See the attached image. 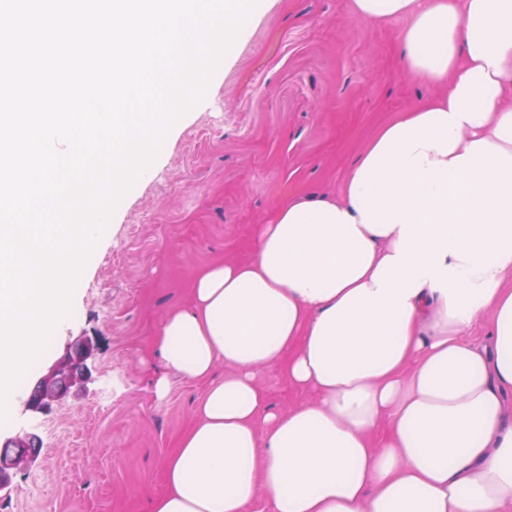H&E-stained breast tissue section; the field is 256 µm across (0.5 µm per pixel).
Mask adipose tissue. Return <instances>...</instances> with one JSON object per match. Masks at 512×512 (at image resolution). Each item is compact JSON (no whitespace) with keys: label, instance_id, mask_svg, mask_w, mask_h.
I'll return each mask as SVG.
<instances>
[{"label":"adipose tissue","instance_id":"obj_1","mask_svg":"<svg viewBox=\"0 0 512 512\" xmlns=\"http://www.w3.org/2000/svg\"><path fill=\"white\" fill-rule=\"evenodd\" d=\"M352 7L409 18L437 92L167 313L163 361L204 394L149 512H512V0ZM271 364L313 400L273 409Z\"/></svg>","mask_w":512,"mask_h":512}]
</instances>
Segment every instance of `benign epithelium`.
Returning a JSON list of instances; mask_svg holds the SVG:
<instances>
[{
  "label": "benign epithelium",
  "instance_id": "benign-epithelium-1",
  "mask_svg": "<svg viewBox=\"0 0 512 512\" xmlns=\"http://www.w3.org/2000/svg\"><path fill=\"white\" fill-rule=\"evenodd\" d=\"M92 352L93 346L84 340L70 343L63 356L33 386L27 408L38 410L49 401L68 397L72 389L84 380L86 361ZM4 447L13 449V452L0 454V489L9 485L10 470L28 465L39 456L40 439L29 433L6 441Z\"/></svg>",
  "mask_w": 512,
  "mask_h": 512
}]
</instances>
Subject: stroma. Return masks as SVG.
<instances>
[{
    "label": "stroma",
    "mask_w": 512,
    "mask_h": 512,
    "mask_svg": "<svg viewBox=\"0 0 512 512\" xmlns=\"http://www.w3.org/2000/svg\"><path fill=\"white\" fill-rule=\"evenodd\" d=\"M407 24L365 22L352 0H258L203 99L118 201L69 314L20 379L29 392L67 343L94 346L81 390L36 411L17 403L0 420V444L25 433L41 442L36 462L0 490V512H148L204 392L169 375L156 347L164 316L187 304L199 269L249 257L281 202L338 195L377 129L432 95L401 66ZM259 380L276 410L312 399L277 367Z\"/></svg>",
    "instance_id": "1"
}]
</instances>
